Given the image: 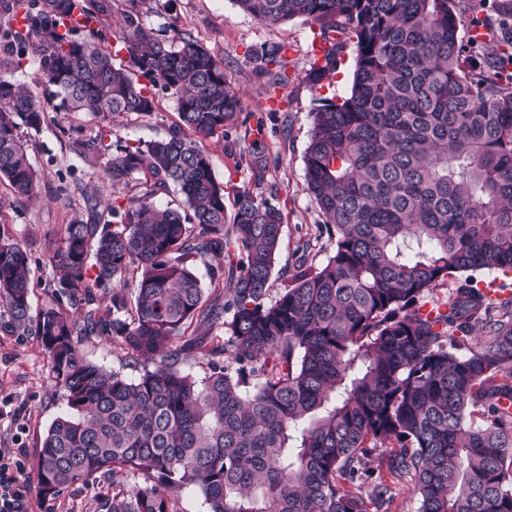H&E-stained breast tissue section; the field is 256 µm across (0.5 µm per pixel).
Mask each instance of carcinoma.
Masks as SVG:
<instances>
[{
	"instance_id": "cac0c4a2",
	"label": "carcinoma",
	"mask_w": 512,
	"mask_h": 512,
	"mask_svg": "<svg viewBox=\"0 0 512 512\" xmlns=\"http://www.w3.org/2000/svg\"><path fill=\"white\" fill-rule=\"evenodd\" d=\"M108 2L0 0L23 20L0 32V49L16 69L37 62L54 87L44 102L0 76V178L17 196L37 183L19 128L39 130L50 107L149 115L161 89L181 120L115 156L102 135L88 144L109 155L112 186L148 188L105 209L84 200L50 256L52 304L35 315L29 254L0 229V329L38 336L69 406L38 449L42 497L108 473L101 512H170L190 486L208 512H384L392 488L363 462L390 445L388 470L410 480L419 512H512V295L476 277L512 272V0H499L497 22H476L495 50L469 71L484 41L459 40L454 0H235L265 23L318 25L332 47L315 82L342 46L334 35L355 48L350 93L312 113L304 155L334 252L321 266L300 255L272 303L282 211L244 191L227 223L224 185L198 144L224 136L240 92L191 32L145 22L158 0H127L119 36L103 23ZM282 58L273 47L255 62L282 83ZM173 188L182 206L158 205ZM198 258L224 259L231 300L204 296ZM450 279L447 298L434 297ZM195 319L223 333L212 347L189 338L201 378L172 347ZM477 327L489 341L457 354ZM89 336L124 344L139 377L88 360ZM363 484L367 499L354 491Z\"/></svg>"
}]
</instances>
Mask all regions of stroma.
Listing matches in <instances>:
<instances>
[{"label": "stroma", "instance_id": "35a3bbf8", "mask_svg": "<svg viewBox=\"0 0 512 512\" xmlns=\"http://www.w3.org/2000/svg\"><path fill=\"white\" fill-rule=\"evenodd\" d=\"M148 23L157 29L169 23L191 31L224 64L228 82L239 87L242 110L227 123L222 138L203 142L213 172L225 189L227 205H234L241 191L280 206L283 228L270 281V297L289 284L300 250H307L315 265L332 252L322 232V219L306 191L304 152L309 142L312 114L323 103L340 101L350 91L355 58L351 47L336 54V63L319 82L307 78L313 60L312 45L320 38L316 24L295 18L277 25L262 23L242 11L235 0H159ZM279 46L284 52L286 84H273L254 62L262 50ZM179 122L176 98L162 92L151 115H122L105 123L85 114L49 112L40 131L26 128L19 134L26 143L38 183L35 195L19 199L7 181H0V222L6 224L31 255L30 287L33 308L53 299L57 277L49 250L59 245L66 224L83 205L84 195L103 203L116 197L145 192L144 182L134 180L113 187L104 177L103 160L85 144L104 126L112 128V148L166 137ZM262 126L267 145L268 169L262 182L249 178L247 132ZM83 355L107 370L130 379L138 370L129 367L127 351L109 336H94L81 344ZM67 409L57 388L51 360L40 339L29 333L0 330V448L10 449V474L26 482L24 512H100L99 500L112 489V478L98 476L88 485L72 488L53 501L39 494L35 455L52 422Z\"/></svg>", "mask_w": 512, "mask_h": 512}]
</instances>
